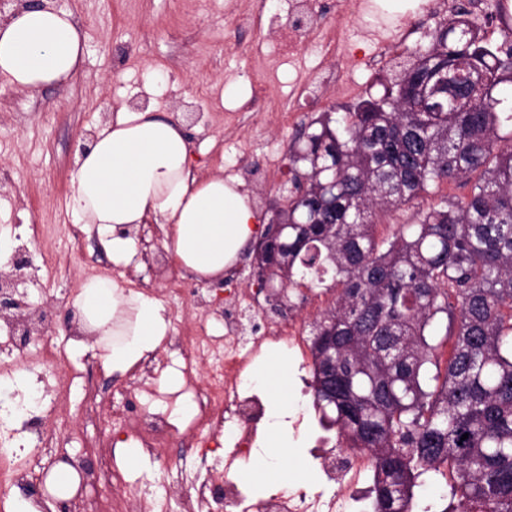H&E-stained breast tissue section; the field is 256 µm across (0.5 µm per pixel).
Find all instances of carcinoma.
Instances as JSON below:
<instances>
[{
	"instance_id": "obj_1",
	"label": "carcinoma",
	"mask_w": 512,
	"mask_h": 512,
	"mask_svg": "<svg viewBox=\"0 0 512 512\" xmlns=\"http://www.w3.org/2000/svg\"><path fill=\"white\" fill-rule=\"evenodd\" d=\"M476 171L376 241L378 215ZM288 173L256 258L276 289L342 285L312 326L315 381L336 379L315 401L371 456L375 512H408L448 461L443 512H512V44L439 22L380 96L303 128ZM448 485L447 495L444 498L430 497L429 490L439 484ZM455 483V468L453 463H444L440 466L439 472L428 473L420 477L417 481V486L413 488L414 495L416 496L417 491L423 495V507L430 505L429 511L439 512L447 505L449 501V490L450 486Z\"/></svg>"
}]
</instances>
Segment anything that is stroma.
Here are the masks:
<instances>
[{
  "label": "stroma",
  "instance_id": "obj_1",
  "mask_svg": "<svg viewBox=\"0 0 512 512\" xmlns=\"http://www.w3.org/2000/svg\"><path fill=\"white\" fill-rule=\"evenodd\" d=\"M227 0H201L195 10H186L183 0H59L60 9L71 11L86 37L87 50L80 72L72 82L49 86L36 97L8 86L0 78V239L15 243L27 240L31 252H38L39 237L32 225L48 224L67 230L75 219L68 206L71 175L78 147L95 126L104 123L121 105H147L156 100L165 106L167 118L181 121L191 136L194 160L201 176L230 174L243 185L253 206L265 218H272L281 206L288 178V157L297 132L333 105H347V98L324 91L310 101L294 119H283L282 99L266 104L262 138H255L250 122L232 126L224 120V108L243 98L248 73L255 59L266 53L263 31L237 27L226 14ZM234 139L236 151L224 149ZM276 155L274 167H267L268 155ZM468 181L442 183L400 209L381 214L375 224L377 240L390 238L403 224L414 223L419 211L439 197L469 195ZM165 224H145L131 233L136 255L119 266L114 277L123 289L139 282L150 298L162 305L168 322L152 361H174L178 351L172 339L181 326L207 317L211 335L223 332V323L212 308L194 306L191 297H174L166 292L172 278L189 287L217 291L219 297L252 292V253H245L233 268L225 271L223 287L203 281L178 263L171 250ZM112 258L95 234L82 235L81 249L69 254L53 271H29L25 288L33 311L56 307L61 293L79 298L86 280L96 277ZM338 290L303 284L290 290V309L298 330L310 335L316 318L333 307ZM108 337L88 336L80 341L67 338L63 325L32 337L26 355L16 361L17 384L33 377L36 352L44 345L64 351L77 371H91L97 390L95 406L108 415L112 399L132 390L138 377L134 369H116L107 361ZM49 406H57L48 396ZM87 399L83 385H76L64 404L72 416L81 441L60 447L42 448L30 455L25 486L44 489L49 471L67 455L97 469L99 457L93 450L103 437V425L86 420ZM195 449L171 445L159 456L131 457L129 442L116 449V462L124 481L145 493L153 512L155 502L175 504L185 486L188 464Z\"/></svg>",
  "mask_w": 512,
  "mask_h": 512
}]
</instances>
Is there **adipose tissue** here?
Masks as SVG:
<instances>
[{
  "mask_svg": "<svg viewBox=\"0 0 512 512\" xmlns=\"http://www.w3.org/2000/svg\"><path fill=\"white\" fill-rule=\"evenodd\" d=\"M86 40L68 11L28 8L0 22V75L28 95L69 83L78 73ZM158 104L123 106L96 127L89 150L72 173L69 207L78 223L95 231L115 263L128 261L134 244L128 232L150 221L171 228L177 261L202 278L221 277L254 241L258 217L249 196L231 179L200 177L190 162L182 123L163 118ZM80 308L90 331L113 337V365L129 367L154 353L168 325L163 307L140 293H123L105 280L89 281ZM271 460L264 482L281 477L295 455L282 389L269 373Z\"/></svg>",
  "mask_w": 512,
  "mask_h": 512,
  "instance_id": "adipose-tissue-1",
  "label": "adipose tissue"
}]
</instances>
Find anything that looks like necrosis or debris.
<instances>
[{"mask_svg":"<svg viewBox=\"0 0 512 512\" xmlns=\"http://www.w3.org/2000/svg\"><path fill=\"white\" fill-rule=\"evenodd\" d=\"M369 0H336V19L325 26L321 0H288V18L279 22L267 15L259 0L247 13L248 20L267 30L269 51L253 65L251 95L242 104L245 112L254 111L260 102L279 93L272 76L284 66H293L300 52L314 59V78L299 76L289 79V105L317 98L319 91L336 88L342 95L356 92V85L347 80L348 73H365L384 61L400 59L410 38L417 34L415 22L390 34H382L372 17ZM258 298L243 300L235 296L224 302V333L208 335L205 326H198L193 336L177 337V345H189L183 353L181 372L191 377L199 363H208L207 377L202 385H184L180 389L157 392L155 379L166 370V363L149 366L147 383L140 394L127 396L112 411V426L136 439L146 453H155L170 444L176 432L191 436L192 447L198 448L200 462L215 456V444L222 433L233 436L232 459L250 460L260 449L258 429L265 414L264 399L255 388L250 366L262 347L282 351L303 349L305 338L294 326L263 328L260 335L244 338L237 316H245L253 325L261 323ZM179 397L188 399L193 408L183 426L176 428L171 412L158 409V402ZM29 432L38 443H46V417L24 400L0 401V486L15 483L27 462L18 458L12 448L18 431ZM312 457L318 460L321 482L317 488H289L271 495L260 506L261 512H361L362 485L368 470L367 458L350 448L345 437L335 442L317 437ZM102 465L94 474V482L109 486L111 495L97 499L90 512H135V496L120 477L110 444L100 445ZM247 479L243 476L225 478L216 483L204 480L192 485L181 499L182 512H238L247 497Z\"/></svg>","mask_w":512,"mask_h":512,"instance_id":"necrosis-or-debris-1","label":"necrosis or debris"}]
</instances>
